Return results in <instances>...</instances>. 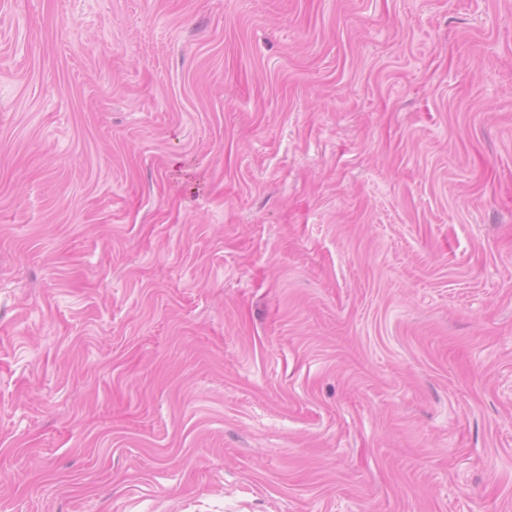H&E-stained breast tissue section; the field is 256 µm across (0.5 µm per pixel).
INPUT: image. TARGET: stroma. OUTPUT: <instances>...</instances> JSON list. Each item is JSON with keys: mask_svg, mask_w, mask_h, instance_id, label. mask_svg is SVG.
Listing matches in <instances>:
<instances>
[{"mask_svg": "<svg viewBox=\"0 0 512 512\" xmlns=\"http://www.w3.org/2000/svg\"><path fill=\"white\" fill-rule=\"evenodd\" d=\"M0 512H512V0H0Z\"/></svg>", "mask_w": 512, "mask_h": 512, "instance_id": "obj_1", "label": "stroma"}]
</instances>
